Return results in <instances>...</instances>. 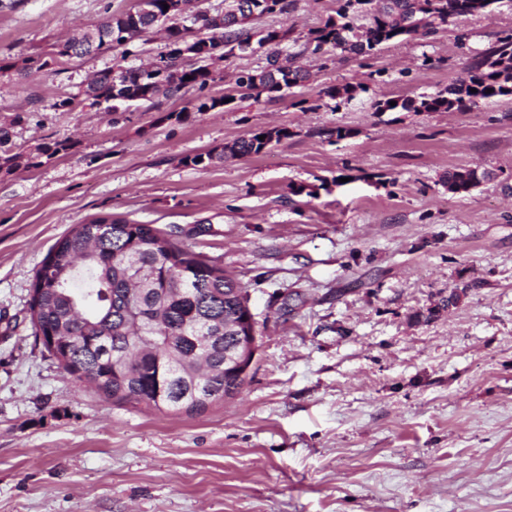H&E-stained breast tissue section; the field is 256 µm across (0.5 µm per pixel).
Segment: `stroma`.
I'll list each match as a JSON object with an SVG mask.
<instances>
[{"instance_id": "35a3bbf8", "label": "stroma", "mask_w": 512, "mask_h": 512, "mask_svg": "<svg viewBox=\"0 0 512 512\" xmlns=\"http://www.w3.org/2000/svg\"><path fill=\"white\" fill-rule=\"evenodd\" d=\"M133 0H0V59L16 61L129 10ZM336 0H294L281 49L309 72L280 99L211 97L126 112L54 102L162 34L0 83V127L30 153L0 170V512H512V95L468 111L379 112L444 90L512 30V8L448 22L366 56L302 52ZM363 84L351 101L333 86ZM263 153L192 157L263 128ZM344 137H336V129ZM491 179L449 193L448 172ZM149 224L245 289L258 351L240 394L199 415L96 394L36 342L29 301L44 257L74 225ZM456 304H449L450 293ZM9 132L5 128H0V170L6 167L7 171L20 167L22 164L25 166H37L41 161H35L42 156L51 159L63 151L69 150L72 145L64 142H56L52 145L44 144L37 147V154H25L20 151H14L12 146H9ZM3 161V164L1 163Z\"/></svg>"}]
</instances>
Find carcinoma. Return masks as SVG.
I'll return each instance as SVG.
<instances>
[{"mask_svg":"<svg viewBox=\"0 0 512 512\" xmlns=\"http://www.w3.org/2000/svg\"><path fill=\"white\" fill-rule=\"evenodd\" d=\"M155 0L158 13L136 10L115 14L94 28L89 39L56 42L51 50L0 61V72L42 70L62 58L114 50L142 34L165 27L168 37L183 38L178 19L166 14ZM241 0H229L224 11L201 13L193 41L205 48L177 63V81L120 63L95 77L96 91L112 100L119 112L129 102H152L159 95H174L186 87L199 92L193 109L209 112L223 99L204 94L215 81L216 66L235 55L252 36L241 25L257 16L288 15L294 0H250L254 13H242L231 22ZM336 16L309 33L305 50L324 56L369 55L378 46L403 36H427L448 21L478 12L489 13L498 0H338ZM358 16L369 19L368 28L355 25ZM306 79L289 58L273 50L259 70H241L235 78L240 99H269ZM476 92H471V89ZM512 95V34L500 37L481 57L472 61L448 83L445 90L418 100L390 105L375 103L376 111H464L498 96ZM261 131L190 158L194 165L224 156L261 153L269 144ZM71 145L56 142L25 154L9 146V132L0 128V170L21 165L37 166V159L53 158ZM490 177L470 169L448 173V192L462 194ZM35 294L30 302L35 338L54 341L55 358L62 369L98 394L147 409L200 414L224 398L240 393L244 382L224 371V319L240 309L241 286L204 256L182 248L149 224L102 217L75 225L61 237L33 277Z\"/></svg>","mask_w":512,"mask_h":512,"instance_id":"cac0c4a2","label":"carcinoma"}]
</instances>
